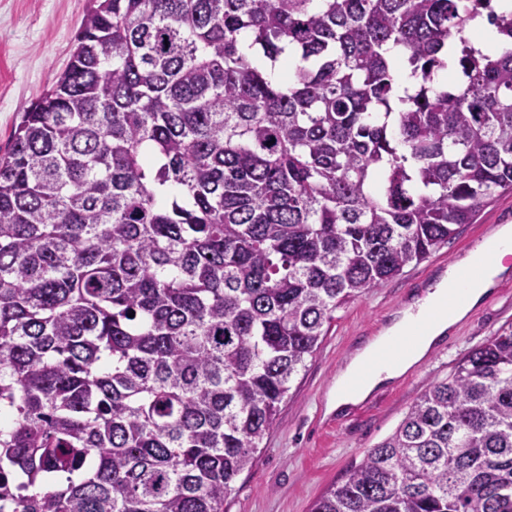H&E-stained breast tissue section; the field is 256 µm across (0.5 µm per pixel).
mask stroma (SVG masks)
Returning <instances> with one entry per match:
<instances>
[{
    "instance_id": "stroma-1",
    "label": "stroma",
    "mask_w": 512,
    "mask_h": 512,
    "mask_svg": "<svg viewBox=\"0 0 512 512\" xmlns=\"http://www.w3.org/2000/svg\"><path fill=\"white\" fill-rule=\"evenodd\" d=\"M90 0H0V156L21 116L64 69ZM488 224L512 225V194L484 207L448 244L403 274L366 290L338 309L305 369L296 375L252 467L241 473L226 512H311L367 451L388 437L422 390L448 377L457 362L505 326H512V275L410 371L358 405L328 412L337 371L369 336L412 297L433 286L467 253Z\"/></svg>"
}]
</instances>
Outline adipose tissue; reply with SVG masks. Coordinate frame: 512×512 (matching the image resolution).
<instances>
[{"instance_id":"adipose-tissue-1","label":"adipose tissue","mask_w":512,"mask_h":512,"mask_svg":"<svg viewBox=\"0 0 512 512\" xmlns=\"http://www.w3.org/2000/svg\"><path fill=\"white\" fill-rule=\"evenodd\" d=\"M466 262L478 267V276L464 279L456 268H449L434 289L407 305L348 359L330 391V408L359 404L406 373L486 298L498 279L512 274V225L500 226ZM398 344L404 350L395 360L374 365L379 352Z\"/></svg>"}]
</instances>
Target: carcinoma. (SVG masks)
Masks as SVG:
<instances>
[{
	"label": "carcinoma",
	"mask_w": 512,
	"mask_h": 512,
	"mask_svg": "<svg viewBox=\"0 0 512 512\" xmlns=\"http://www.w3.org/2000/svg\"><path fill=\"white\" fill-rule=\"evenodd\" d=\"M505 193L495 0H92L0 158V512H224L336 310ZM312 512H512V326Z\"/></svg>",
	"instance_id": "carcinoma-1"
}]
</instances>
